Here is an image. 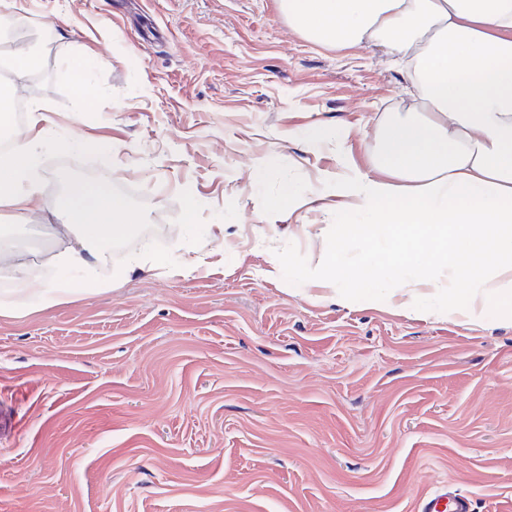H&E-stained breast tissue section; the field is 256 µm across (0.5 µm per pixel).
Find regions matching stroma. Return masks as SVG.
<instances>
[{
	"label": "stroma",
	"instance_id": "1",
	"mask_svg": "<svg viewBox=\"0 0 512 512\" xmlns=\"http://www.w3.org/2000/svg\"><path fill=\"white\" fill-rule=\"evenodd\" d=\"M0 15V44L39 57L10 101L89 143L43 147L42 208L0 239L59 277L67 188L108 169L138 218L113 264L146 245L168 261L0 315V512H415L448 485L473 512H512V317L297 277L328 225L371 221L347 193L373 173L384 114L416 108L399 55L315 43L281 0H0ZM69 69L78 89L77 112H89V102L95 95V89L85 77V60L82 57L72 58L69 62Z\"/></svg>",
	"mask_w": 512,
	"mask_h": 512
}]
</instances>
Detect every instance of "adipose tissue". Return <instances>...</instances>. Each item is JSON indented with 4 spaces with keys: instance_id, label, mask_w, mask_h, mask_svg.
<instances>
[{
    "instance_id": "ef3b65f1",
    "label": "adipose tissue",
    "mask_w": 512,
    "mask_h": 512,
    "mask_svg": "<svg viewBox=\"0 0 512 512\" xmlns=\"http://www.w3.org/2000/svg\"><path fill=\"white\" fill-rule=\"evenodd\" d=\"M295 29L316 42L346 46L369 39L411 55L420 112L387 113L372 164L375 177L356 180L353 208L369 224H334L310 278L353 294H382L400 283L414 307L423 289L450 310L476 316L473 289H490L512 316V0H283ZM0 218L40 206L38 140L18 141L7 98H0ZM109 176L76 182L66 198L67 241L58 266L80 279L40 290L16 289L15 309L47 308L111 284L146 266L164 265L150 250L112 263L113 242L128 237L126 201L107 191ZM355 241L387 253V270L361 278L340 252Z\"/></svg>"
}]
</instances>
